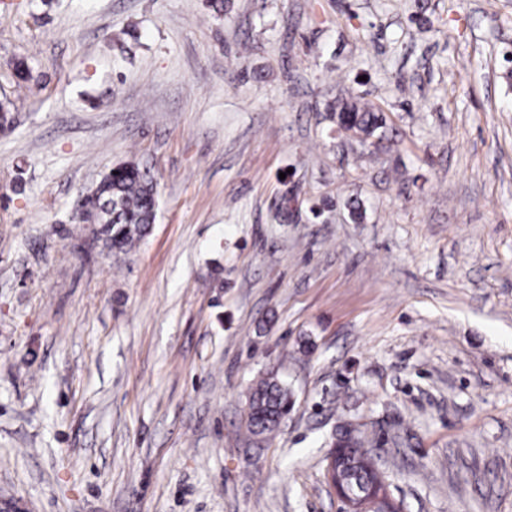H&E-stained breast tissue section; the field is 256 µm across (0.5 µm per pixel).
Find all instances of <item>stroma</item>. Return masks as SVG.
<instances>
[{
	"mask_svg": "<svg viewBox=\"0 0 512 512\" xmlns=\"http://www.w3.org/2000/svg\"><path fill=\"white\" fill-rule=\"evenodd\" d=\"M510 51L512 0H0V494L338 512L345 426L403 512H512ZM128 161L157 218L111 254L76 214ZM329 118L336 121L341 129L352 130L360 135L363 141L376 137L381 142L386 138V119L383 112L366 103L342 100L337 107H331ZM289 388L274 376L261 379L249 397L248 426L252 434H270L281 417L291 407Z\"/></svg>",
	"mask_w": 512,
	"mask_h": 512,
	"instance_id": "obj_1",
	"label": "stroma"
}]
</instances>
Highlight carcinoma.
<instances>
[{
	"label": "carcinoma",
	"mask_w": 512,
	"mask_h": 512,
	"mask_svg": "<svg viewBox=\"0 0 512 512\" xmlns=\"http://www.w3.org/2000/svg\"><path fill=\"white\" fill-rule=\"evenodd\" d=\"M330 120L340 128L352 130L366 141L386 138V119L382 112L359 101H341L331 107ZM85 205L97 223L108 251L127 254L148 234L156 220V186L150 175L135 164H122L106 173L85 196ZM289 388L274 376L261 379L249 397L248 426L253 434H270L277 427L276 418L291 407ZM338 446L344 449L342 465L347 472V490L355 495L365 489L360 471L368 466L360 447L348 440Z\"/></svg>",
	"instance_id": "carcinoma-1"
}]
</instances>
